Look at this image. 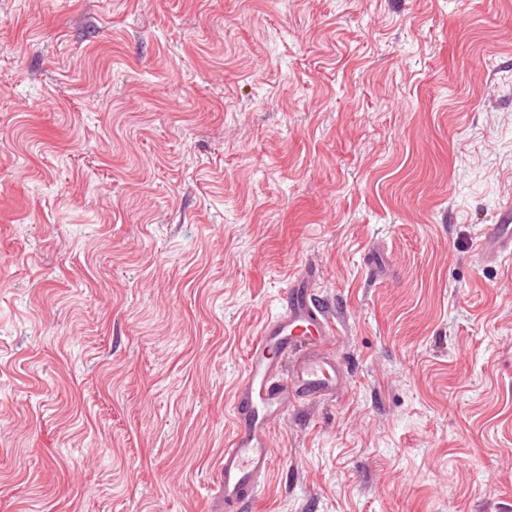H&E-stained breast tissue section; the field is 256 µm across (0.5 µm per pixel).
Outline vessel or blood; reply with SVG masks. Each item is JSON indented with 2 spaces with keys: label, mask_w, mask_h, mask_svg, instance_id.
<instances>
[{
  "label": "vessel or blood",
  "mask_w": 512,
  "mask_h": 512,
  "mask_svg": "<svg viewBox=\"0 0 512 512\" xmlns=\"http://www.w3.org/2000/svg\"><path fill=\"white\" fill-rule=\"evenodd\" d=\"M512 249V224L491 225L480 257ZM304 268L284 289L279 312L263 325L235 399L236 433L218 473L221 512H243L271 464L270 427L291 402L311 404L340 391L345 374L333 352L335 325L310 294ZM291 358L283 370V358Z\"/></svg>",
  "instance_id": "obj_1"
}]
</instances>
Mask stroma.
Masks as SVG:
<instances>
[{"instance_id":"1","label":"stroma","mask_w":512,"mask_h":512,"mask_svg":"<svg viewBox=\"0 0 512 512\" xmlns=\"http://www.w3.org/2000/svg\"><path fill=\"white\" fill-rule=\"evenodd\" d=\"M510 207L512 0H0V512H212L305 266L248 512H512ZM511 248L512 224H492L482 244L480 257L486 260L503 251H511ZM313 271L299 270L283 290L280 311L263 325L235 399L236 433L218 473L220 508L235 512L255 495L271 464L270 427L288 403L312 404L340 391L345 374L336 362L335 325L311 298ZM291 356L285 375L282 358Z\"/></svg>"}]
</instances>
